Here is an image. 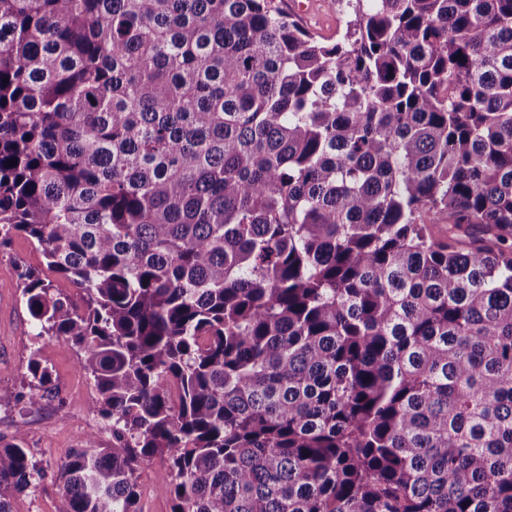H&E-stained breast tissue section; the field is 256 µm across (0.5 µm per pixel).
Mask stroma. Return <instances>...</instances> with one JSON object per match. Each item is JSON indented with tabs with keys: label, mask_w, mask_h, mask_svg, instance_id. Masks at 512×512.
Here are the masks:
<instances>
[{
	"label": "stroma",
	"mask_w": 512,
	"mask_h": 512,
	"mask_svg": "<svg viewBox=\"0 0 512 512\" xmlns=\"http://www.w3.org/2000/svg\"><path fill=\"white\" fill-rule=\"evenodd\" d=\"M349 17L345 0H312L304 26L325 42H335ZM27 265L43 271L46 279L57 281L47 270L41 254L24 234H14L0 245V393L21 390L27 382L31 351H39L52 371L53 391L33 410L24 405L0 406V441L10 442L16 430H24L26 446L44 472L38 488L11 497L13 512H63L64 501L57 473L60 464L84 435H94L101 446L112 443V434L91 410L92 385L80 371L75 349L49 337L35 338V328L23 301L15 269ZM171 479L166 460L155 459L140 477V512H171L172 501L161 489Z\"/></svg>",
	"instance_id": "35a3bbf8"
}]
</instances>
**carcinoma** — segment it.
Instances as JSON below:
<instances>
[{
    "label": "carcinoma",
    "mask_w": 512,
    "mask_h": 512,
    "mask_svg": "<svg viewBox=\"0 0 512 512\" xmlns=\"http://www.w3.org/2000/svg\"><path fill=\"white\" fill-rule=\"evenodd\" d=\"M347 5L0 0V244L84 292L17 273L112 433L65 512L156 458L172 512H512V0ZM276 1L285 12L295 15L304 26L312 30L317 37L327 43L336 41V38L339 37L345 27L346 20L349 19L346 2L343 0H297L304 2L298 4L299 11L303 16L308 13L305 3L307 1L313 2L311 4V12L306 17H300L295 13L291 3L295 0Z\"/></svg>",
    "instance_id": "cac0c4a2"
}]
</instances>
